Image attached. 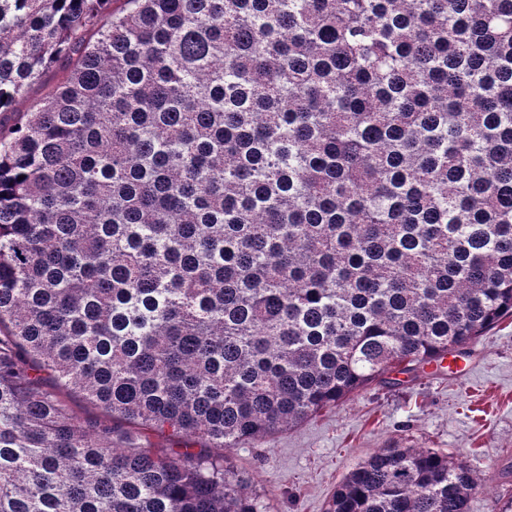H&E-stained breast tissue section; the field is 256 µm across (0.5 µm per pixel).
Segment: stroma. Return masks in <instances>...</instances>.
I'll use <instances>...</instances> for the list:
<instances>
[{"label":"stroma","mask_w":512,"mask_h":512,"mask_svg":"<svg viewBox=\"0 0 512 512\" xmlns=\"http://www.w3.org/2000/svg\"><path fill=\"white\" fill-rule=\"evenodd\" d=\"M46 68L13 104L0 127L18 124L62 81ZM424 367L398 389L373 385L340 406L263 440L246 441L230 463L269 512H326L345 476L378 448H434L469 465L484 482L471 512H498L512 497V317L460 353L457 365Z\"/></svg>","instance_id":"stroma-1"}]
</instances>
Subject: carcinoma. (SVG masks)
Segmentation results:
<instances>
[{"label":"carcinoma","mask_w":512,"mask_h":512,"mask_svg":"<svg viewBox=\"0 0 512 512\" xmlns=\"http://www.w3.org/2000/svg\"><path fill=\"white\" fill-rule=\"evenodd\" d=\"M64 57L0 129V512H267L210 449L512 316V0H0V112ZM478 486L378 448L327 512ZM66 72L60 66L46 68L41 75L30 85L7 112H0V124L3 129L11 128L18 124L24 116V112H32L34 106L45 99L53 89L63 80Z\"/></svg>","instance_id":"carcinoma-1"}]
</instances>
